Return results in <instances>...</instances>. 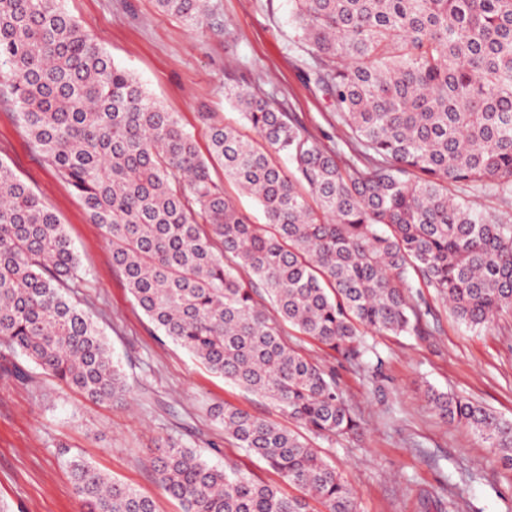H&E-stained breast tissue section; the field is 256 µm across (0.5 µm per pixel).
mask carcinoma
Returning <instances> with one entry per match:
<instances>
[{
    "label": "carcinoma",
    "mask_w": 512,
    "mask_h": 512,
    "mask_svg": "<svg viewBox=\"0 0 512 512\" xmlns=\"http://www.w3.org/2000/svg\"><path fill=\"white\" fill-rule=\"evenodd\" d=\"M308 78L350 131L333 150L262 91H227L258 140L210 112L208 155L173 112L66 14L59 0H0V99L80 195L150 322L208 371L279 408L283 427L211 409L224 436L304 491L212 466L172 444L151 461L183 512H359L310 437L357 432L336 375L285 328L358 366L368 337L415 332L417 289L476 331L512 314V221L448 196V184L512 199V0H289ZM193 30L215 0H156ZM224 180L213 176L214 165ZM261 207L254 224L224 191ZM79 262L64 225L0 162V345L96 403L129 390L92 316L72 301ZM450 422L512 467V421L427 391ZM81 512H155L81 457L67 460Z\"/></svg>",
    "instance_id": "carcinoma-1"
}]
</instances>
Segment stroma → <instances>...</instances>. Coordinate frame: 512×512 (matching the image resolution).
I'll return each instance as SVG.
<instances>
[{"label":"stroma","mask_w":512,"mask_h":512,"mask_svg":"<svg viewBox=\"0 0 512 512\" xmlns=\"http://www.w3.org/2000/svg\"><path fill=\"white\" fill-rule=\"evenodd\" d=\"M225 31H195L160 13L155 0H62V8L130 71L160 105L176 113L199 150L208 147L202 112L242 124L224 87L240 83L269 93L312 134L341 152L348 135L332 102L305 80L309 57L290 19L289 0H217ZM0 161L8 164L64 224L78 254L73 299L88 311L130 384L125 400L95 403L17 357L28 380H16L0 347V499L13 512H80L65 466L80 455L152 497L157 512H180L154 479L152 450L176 442L213 465L237 460L253 479L278 482L255 455L225 438L210 415L228 404L280 425L278 408L210 373L163 336L129 293L112 251L74 188L43 161L15 111L0 106ZM421 335L377 337L380 374L332 358L314 341L289 333L308 356L334 369L357 415L358 432L315 440L354 488L360 512H448L464 497L466 512H512V469L497 462L476 435L449 423L428 402V389L477 401L512 420V317L470 331L434 289Z\"/></svg>","instance_id":"stroma-1"}]
</instances>
